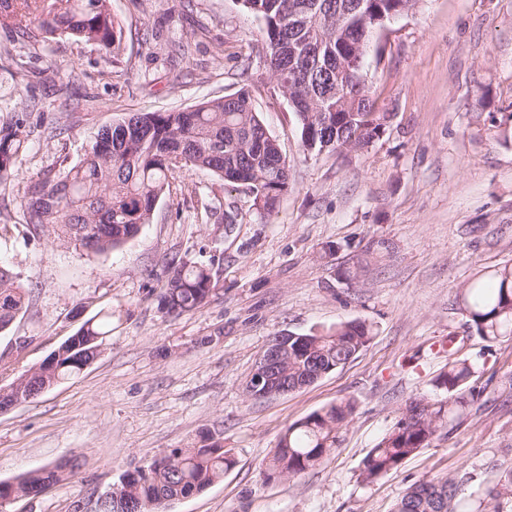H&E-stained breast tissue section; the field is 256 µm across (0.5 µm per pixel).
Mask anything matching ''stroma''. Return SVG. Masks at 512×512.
Segmentation results:
<instances>
[{"label": "stroma", "mask_w": 512, "mask_h": 512, "mask_svg": "<svg viewBox=\"0 0 512 512\" xmlns=\"http://www.w3.org/2000/svg\"><path fill=\"white\" fill-rule=\"evenodd\" d=\"M122 34L113 59L60 38L0 31V110L34 99L45 120L0 185V265L28 295L0 332V389L42 363L88 319L112 314L97 358L0 412V481L52 462L73 476L0 512H93L128 470L205 433L236 465L169 512H391L416 481L454 477L473 512L512 470V338L482 340L461 291L512 265V0H419L376 31L364 69L392 118L361 154L307 152L265 64L262 25L238 0H111ZM30 58L17 69L18 57ZM58 70L44 79L40 70ZM246 90L291 168L275 211L203 171L181 174L151 223L105 253L26 224L16 202L31 181L82 159L98 131L136 112L186 109ZM234 222H227V215ZM337 252L323 258L327 245ZM206 264L218 292L196 312L163 313L171 257ZM357 268V277L338 278ZM358 319L373 339L343 367L262 400L245 384L269 340ZM481 389L451 435L374 483L368 452L411 399L435 397L449 357ZM351 399L342 442L314 469L262 474L286 427Z\"/></svg>", "instance_id": "obj_1"}]
</instances>
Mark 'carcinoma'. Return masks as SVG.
<instances>
[{"label": "carcinoma", "instance_id": "cac0c4a2", "mask_svg": "<svg viewBox=\"0 0 512 512\" xmlns=\"http://www.w3.org/2000/svg\"><path fill=\"white\" fill-rule=\"evenodd\" d=\"M418 0H242V8L263 25L270 47L269 69L293 106L307 151L362 153L385 132L391 115L377 111L370 88L346 89V54L362 42L358 71L376 28L415 9ZM0 30L22 42L67 38L110 50L119 42L110 0H0ZM34 105L20 102L0 120V185L11 176L23 151ZM209 171L232 186L246 182L253 206L272 213L288 192L290 173L279 145L267 132L246 91L209 99L188 109L143 112L99 131L77 164L32 182L19 205L35 229L75 242L95 253L118 248L150 223L157 202L172 191L180 174ZM210 270L174 260L158 306L169 315L200 309L212 296ZM26 289L20 276L0 266V332L22 309ZM461 310L483 340L512 336V266L487 283L460 293ZM112 326V312L86 321L59 346L55 364L35 374L30 387L47 388L81 372L94 358L99 339ZM372 339L363 321L350 320L289 343L288 385H311L345 365ZM466 361L448 358L435 379L441 393L419 398L416 415L402 414L365 456L360 479L372 483L399 468L438 434L451 431L479 390L470 385ZM355 410L350 399L314 411L289 425L263 470L269 479L297 476L320 465L340 444V431ZM235 465L231 450L207 435L193 448H173L146 467L121 475L127 498L142 512H167L176 500L203 492ZM74 473L68 463L0 482V500L38 494ZM512 494V472L485 490L479 512H502ZM458 485L445 477L408 487L392 512H458Z\"/></svg>", "mask_w": 512, "mask_h": 512}]
</instances>
